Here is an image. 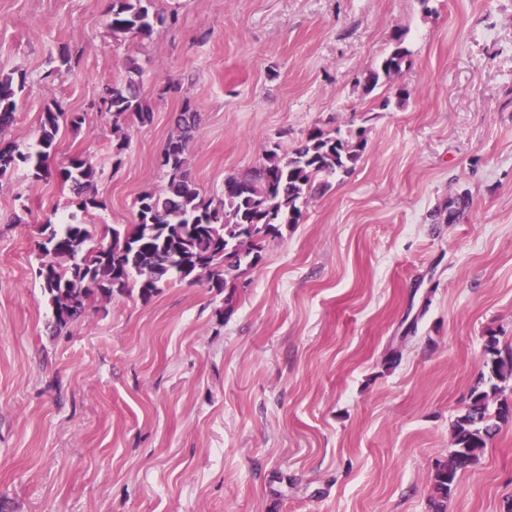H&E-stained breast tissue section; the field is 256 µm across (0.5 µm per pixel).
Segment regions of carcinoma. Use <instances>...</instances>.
Listing matches in <instances>:
<instances>
[{
  "label": "carcinoma",
  "mask_w": 512,
  "mask_h": 512,
  "mask_svg": "<svg viewBox=\"0 0 512 512\" xmlns=\"http://www.w3.org/2000/svg\"><path fill=\"white\" fill-rule=\"evenodd\" d=\"M176 20L152 10V0H112L109 27L115 38L131 35L148 40L156 25ZM404 43L405 34H393L392 49L363 76L365 91L402 72L408 55ZM124 70L125 81L106 87L97 105L99 111L112 115L117 155L129 146L124 126L130 121L144 125L153 118L139 93L141 66L129 58ZM23 88L24 80L0 75V136L15 121L17 95ZM64 116L56 105L42 113L40 150L34 156L1 140L0 179L29 164L36 181L54 174L70 184L77 208L87 213L102 206L93 190L97 176L93 159L74 155L54 173L45 166ZM199 121V113L185 103L160 157L164 183L137 196V221L112 228L109 242L94 243L91 224L41 225L42 258L35 276L51 306L56 334L83 317L91 303L134 291L149 301L177 281L203 279L219 295L236 288L241 276L259 266L266 243L282 237V228L300 223L308 201L325 188L327 179L350 173L367 147L362 127L344 132L313 127L294 149L284 151L275 144L264 150L252 171L226 176L223 197L216 203L187 173L189 146ZM484 350L468 404L452 423L448 460L438 464L431 476L433 512H447L458 477L480 464L498 430L512 422V398L506 394L512 382V347L500 346L491 334Z\"/></svg>",
  "instance_id": "carcinoma-1"
}]
</instances>
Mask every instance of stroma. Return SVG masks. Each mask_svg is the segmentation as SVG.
<instances>
[{
  "label": "stroma",
  "mask_w": 512,
  "mask_h": 512,
  "mask_svg": "<svg viewBox=\"0 0 512 512\" xmlns=\"http://www.w3.org/2000/svg\"><path fill=\"white\" fill-rule=\"evenodd\" d=\"M179 22L113 38L111 0H0V72L24 78L18 152L41 114L62 125L57 169L99 162V229L135 221L184 101L200 114L188 172L224 179L308 130L361 126L355 170L269 242L223 296L181 282L118 296L52 334L33 271L39 227L74 212L52 174L0 180V502L7 512H432L486 336L512 345V0H154ZM404 31L401 75L364 73ZM71 71L59 68L60 54ZM144 69L154 116L127 127L93 103ZM405 89L403 107L384 106ZM468 204L438 217L449 197ZM399 351L391 360V351ZM448 512H512V424L462 475Z\"/></svg>",
  "instance_id": "stroma-1"
}]
</instances>
